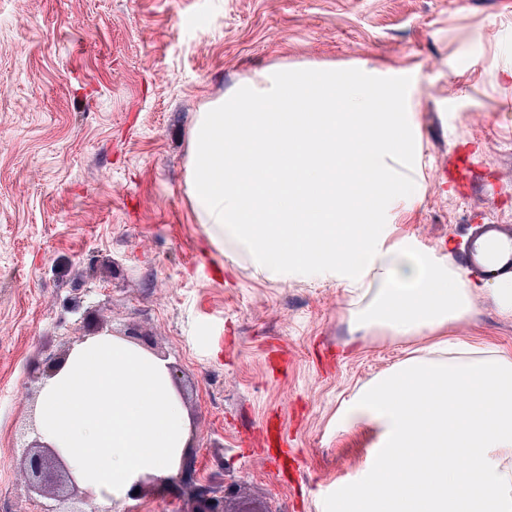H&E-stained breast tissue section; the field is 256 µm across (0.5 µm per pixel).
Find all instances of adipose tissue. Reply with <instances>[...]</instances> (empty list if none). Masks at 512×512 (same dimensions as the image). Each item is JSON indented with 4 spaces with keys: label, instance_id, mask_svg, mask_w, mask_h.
Wrapping results in <instances>:
<instances>
[{
    "label": "adipose tissue",
    "instance_id": "1",
    "mask_svg": "<svg viewBox=\"0 0 512 512\" xmlns=\"http://www.w3.org/2000/svg\"><path fill=\"white\" fill-rule=\"evenodd\" d=\"M398 109L331 76L239 89L193 129L197 219L257 275L336 280L352 332L427 340L338 409L340 426L376 440L336 512H512V352L447 336L479 297L512 320V277L473 280L449 248L419 249L377 222L381 187L407 192L388 161L418 147ZM36 425L80 487L116 500L143 475L168 481L189 439L168 361L107 332L46 379Z\"/></svg>",
    "mask_w": 512,
    "mask_h": 512
}]
</instances>
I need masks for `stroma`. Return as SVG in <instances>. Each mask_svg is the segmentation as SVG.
I'll list each match as a JSON object with an SVG mask.
<instances>
[{
	"label": "stroma",
	"mask_w": 512,
	"mask_h": 512,
	"mask_svg": "<svg viewBox=\"0 0 512 512\" xmlns=\"http://www.w3.org/2000/svg\"><path fill=\"white\" fill-rule=\"evenodd\" d=\"M396 92L418 148L380 221L481 278L470 240L512 241V0H0V512L33 502L22 474L46 360L106 331L174 366L190 454L226 512H332L371 437L336 411L414 342L351 334L333 281L256 276L217 249L189 194L199 113L279 74H333ZM467 152L465 185L435 182ZM454 336L512 351L485 299ZM283 422L299 469H271ZM179 482L86 512H177Z\"/></svg>",
	"instance_id": "1"
}]
</instances>
